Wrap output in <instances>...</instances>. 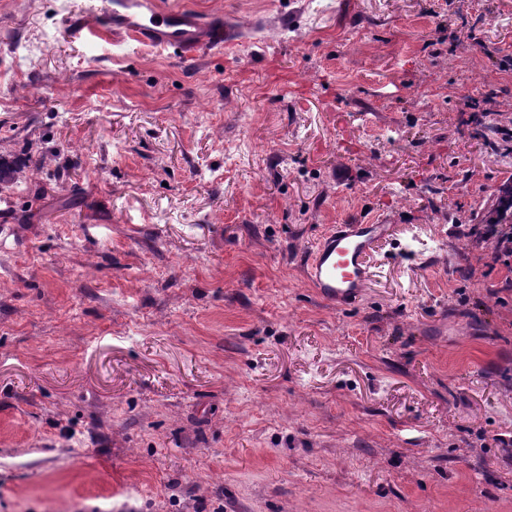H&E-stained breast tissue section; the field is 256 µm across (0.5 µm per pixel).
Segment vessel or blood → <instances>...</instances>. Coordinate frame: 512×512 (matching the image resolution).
Masks as SVG:
<instances>
[{"label": "vessel or blood", "mask_w": 512, "mask_h": 512, "mask_svg": "<svg viewBox=\"0 0 512 512\" xmlns=\"http://www.w3.org/2000/svg\"><path fill=\"white\" fill-rule=\"evenodd\" d=\"M75 37H94L100 25L140 45L173 50L185 58L237 45L232 23L184 9H158L154 0H80ZM392 230L388 224H337L319 240L303 270L317 294L336 308L359 301L370 281L369 258Z\"/></svg>", "instance_id": "vessel-or-blood-1"}]
</instances>
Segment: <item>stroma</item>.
Wrapping results in <instances>:
<instances>
[{"label":"stroma","instance_id":"stroma-1","mask_svg":"<svg viewBox=\"0 0 512 512\" xmlns=\"http://www.w3.org/2000/svg\"><path fill=\"white\" fill-rule=\"evenodd\" d=\"M0 0V512H512V0H157L187 60ZM486 101L474 134L465 98ZM385 222L362 301L302 260ZM507 195L511 209L505 212L500 201ZM497 221L496 223H491ZM512 182L497 189V203L484 219V224H459L456 234L475 243H491L488 253L491 266L501 264L511 272L512 268Z\"/></svg>","mask_w":512,"mask_h":512}]
</instances>
